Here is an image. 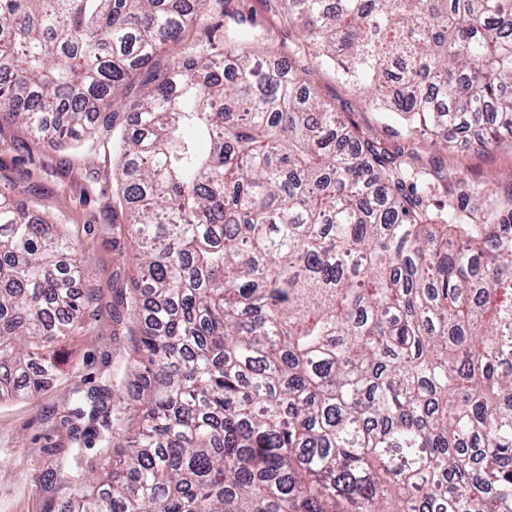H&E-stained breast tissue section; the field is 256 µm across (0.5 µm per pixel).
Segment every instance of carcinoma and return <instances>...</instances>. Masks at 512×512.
Here are the masks:
<instances>
[{
  "mask_svg": "<svg viewBox=\"0 0 512 512\" xmlns=\"http://www.w3.org/2000/svg\"><path fill=\"white\" fill-rule=\"evenodd\" d=\"M231 0H0V122L58 149L124 104L137 277L112 464L63 512H512V192L432 212L413 153L322 104L304 60L408 121L512 136V0H280L302 41ZM195 38L185 39L188 30ZM0 182V402L63 374L97 301L82 246Z\"/></svg>",
  "mask_w": 512,
  "mask_h": 512,
  "instance_id": "obj_1",
  "label": "carcinoma"
}]
</instances>
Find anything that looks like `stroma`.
I'll list each match as a JSON object with an SVG mask.
<instances>
[{
	"instance_id": "stroma-1",
	"label": "stroma",
	"mask_w": 512,
	"mask_h": 512,
	"mask_svg": "<svg viewBox=\"0 0 512 512\" xmlns=\"http://www.w3.org/2000/svg\"><path fill=\"white\" fill-rule=\"evenodd\" d=\"M232 6L281 44L296 41L299 28L277 0H233ZM310 78L320 100L345 113L360 132L392 150L409 145L399 121L333 71L316 66ZM131 122L119 113L112 125H98L87 142L66 151L43 146L21 123L0 124V178L16 182L22 203L58 217L65 233L79 240L87 284L99 295L93 315L62 346L64 373L39 393L0 403V512H60L62 502L85 488L112 455L100 442L81 445L75 438V429L101 428V420L73 425L64 417L87 391L112 389L125 361L128 339L112 318V290L129 287L135 261L130 239L114 230L124 216L113 202L112 159L122 128ZM414 147L415 166L428 174L417 190L431 208L457 202L464 179L490 193L512 189V142L494 150L475 142L445 150L426 134ZM74 447L81 450L76 465L67 460Z\"/></svg>"
}]
</instances>
